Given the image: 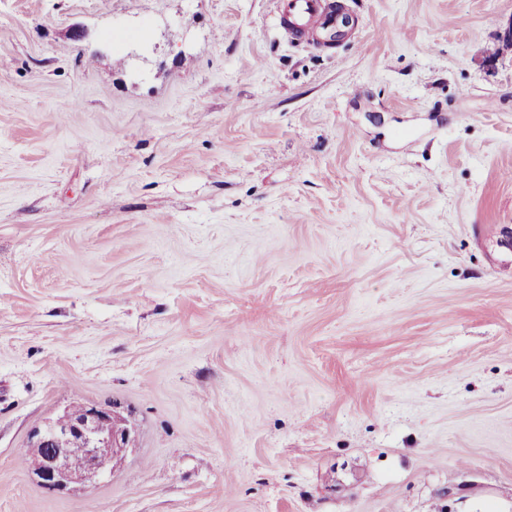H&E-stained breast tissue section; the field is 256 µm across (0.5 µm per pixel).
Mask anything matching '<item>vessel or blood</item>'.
<instances>
[{
    "label": "vessel or blood",
    "mask_w": 512,
    "mask_h": 512,
    "mask_svg": "<svg viewBox=\"0 0 512 512\" xmlns=\"http://www.w3.org/2000/svg\"><path fill=\"white\" fill-rule=\"evenodd\" d=\"M279 35L290 43L333 42L343 30L342 0H272Z\"/></svg>",
    "instance_id": "1"
}]
</instances>
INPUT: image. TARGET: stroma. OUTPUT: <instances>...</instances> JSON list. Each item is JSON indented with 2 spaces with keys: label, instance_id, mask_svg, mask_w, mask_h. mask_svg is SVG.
Wrapping results in <instances>:
<instances>
[{
  "label": "stroma",
  "instance_id": "35a3bbf8",
  "mask_svg": "<svg viewBox=\"0 0 512 512\" xmlns=\"http://www.w3.org/2000/svg\"><path fill=\"white\" fill-rule=\"evenodd\" d=\"M348 6L0 0V512H512V0ZM278 34L289 43H331L342 33L347 7L334 0H273ZM131 431L112 408L83 405L77 412L65 411L30 435L32 478L55 491L92 482L128 447Z\"/></svg>",
  "mask_w": 512,
  "mask_h": 512
}]
</instances>
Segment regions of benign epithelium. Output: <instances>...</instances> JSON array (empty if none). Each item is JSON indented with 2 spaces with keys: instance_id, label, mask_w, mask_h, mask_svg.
I'll return each instance as SVG.
<instances>
[{
  "instance_id": "7a95c632",
  "label": "benign epithelium",
  "mask_w": 512,
  "mask_h": 512,
  "mask_svg": "<svg viewBox=\"0 0 512 512\" xmlns=\"http://www.w3.org/2000/svg\"><path fill=\"white\" fill-rule=\"evenodd\" d=\"M130 436L131 428L111 408L68 410L32 431L27 445L32 478L55 491L89 483L127 448Z\"/></svg>"
}]
</instances>
